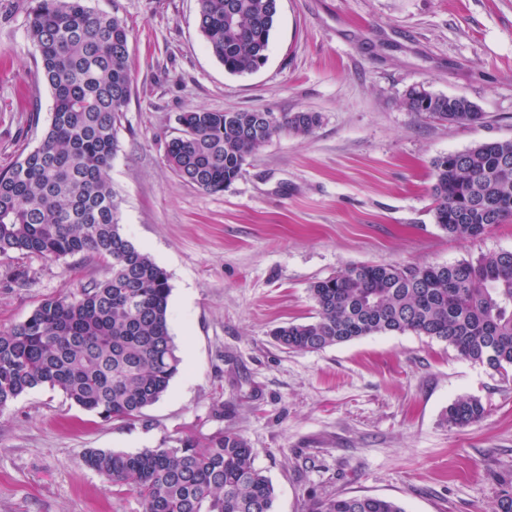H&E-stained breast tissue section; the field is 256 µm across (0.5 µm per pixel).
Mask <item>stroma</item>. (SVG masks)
<instances>
[{
    "instance_id": "1",
    "label": "stroma",
    "mask_w": 512,
    "mask_h": 512,
    "mask_svg": "<svg viewBox=\"0 0 512 512\" xmlns=\"http://www.w3.org/2000/svg\"><path fill=\"white\" fill-rule=\"evenodd\" d=\"M129 29L132 93L108 172L119 223L167 272L181 359L167 393L133 421H105L59 389L0 411V512H142L82 455L174 447L187 434L241 433L271 479L275 512L339 495L404 512H496L512 485V373L412 332L294 352L274 328L316 314L311 284L357 264L429 266L512 250V218L465 240L436 224L432 162L512 139V0H279L265 63L233 75L198 29V0H89ZM32 0H0V169L40 142L53 108L27 35ZM415 86L485 113L450 126L408 110ZM314 112L307 136L281 133L224 191L178 179L165 160L194 110ZM0 327L44 300L109 276L76 255L0 256ZM461 397L478 424L444 419ZM486 413L480 400L471 397L459 398L448 406L445 420L451 427L465 428L481 422Z\"/></svg>"
}]
</instances>
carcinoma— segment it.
Segmentation results:
<instances>
[{
    "label": "carcinoma",
    "mask_w": 512,
    "mask_h": 512,
    "mask_svg": "<svg viewBox=\"0 0 512 512\" xmlns=\"http://www.w3.org/2000/svg\"><path fill=\"white\" fill-rule=\"evenodd\" d=\"M199 32L231 74L267 59L278 0H199ZM28 38L53 93L40 143L0 169V256L87 255L112 273L77 295L41 302L22 323L0 327V410L40 386L105 420H135L168 390L180 357L169 331L166 271L121 229L108 181L116 131L131 96L130 31L88 0H34ZM406 106L448 125H477L485 114L465 96L416 86ZM166 145L172 172L207 193L237 179L247 159L283 131L310 134L314 112L195 110L179 115ZM434 217L456 238L477 237L512 217V139L480 143L432 161ZM4 279L23 288L21 266ZM315 320L281 326L274 341L315 352L365 336L413 332L448 344L500 374L512 369V251L424 267L352 265L310 288ZM480 400L448 406L451 427L478 424ZM84 463L116 495L134 485L144 512H275V488L255 466L240 433L187 435L172 448L117 452L89 448ZM310 512H404L372 496L317 500Z\"/></svg>",
    "instance_id": "obj_1"
}]
</instances>
